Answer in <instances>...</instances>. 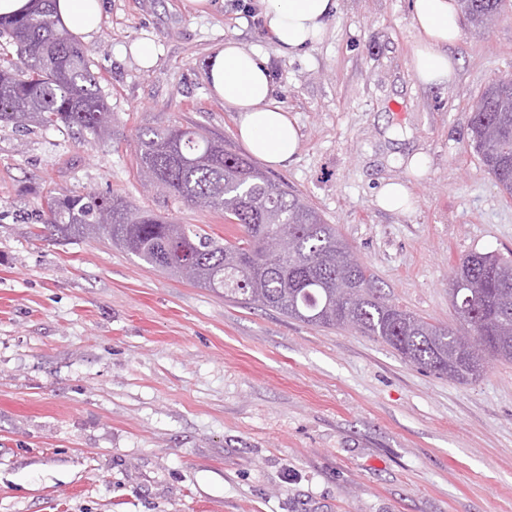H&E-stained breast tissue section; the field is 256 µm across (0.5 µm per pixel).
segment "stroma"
<instances>
[{
    "label": "stroma",
    "mask_w": 512,
    "mask_h": 512,
    "mask_svg": "<svg viewBox=\"0 0 512 512\" xmlns=\"http://www.w3.org/2000/svg\"><path fill=\"white\" fill-rule=\"evenodd\" d=\"M410 0H337L323 41L278 55L256 0L191 16L180 0H105L84 41L112 137L0 124V512H512V364L459 384L353 329L242 307L102 241L27 232L48 192L119 194L223 237L222 214L144 189L139 129L183 125L245 148L204 81L227 39L270 62L301 133L271 171L395 304L448 324L455 263L512 250V197L471 147L469 115L512 72V10L462 23L458 78L413 71ZM154 43L156 67L123 52ZM429 165L408 180L396 157ZM408 181L409 210L374 202Z\"/></svg>",
    "instance_id": "35a3bbf8"
}]
</instances>
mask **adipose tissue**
Instances as JSON below:
<instances>
[{"mask_svg": "<svg viewBox=\"0 0 512 512\" xmlns=\"http://www.w3.org/2000/svg\"><path fill=\"white\" fill-rule=\"evenodd\" d=\"M270 41L284 57L318 44L336 0H258ZM418 32L414 76L425 86L455 80L459 62L449 48L460 37L457 0H413ZM55 15L72 35L90 39L104 17L103 0H56ZM205 81L211 95L237 114L239 137L254 157L268 167L285 166L299 144L300 130L274 92L265 55L244 50L237 41L219 44L207 60Z\"/></svg>", "mask_w": 512, "mask_h": 512, "instance_id": "obj_1", "label": "adipose tissue"}]
</instances>
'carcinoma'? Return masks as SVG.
<instances>
[{"label": "carcinoma", "instance_id": "obj_1", "mask_svg": "<svg viewBox=\"0 0 512 512\" xmlns=\"http://www.w3.org/2000/svg\"><path fill=\"white\" fill-rule=\"evenodd\" d=\"M467 20L512 8V0H459ZM0 37L17 59L0 68V122L77 127L102 139L108 106L86 52L58 26L54 0H35L29 13L0 22ZM472 112V148L501 190L512 195V74L481 94ZM138 171L176 200L220 211L238 221L226 239L192 224H175L119 195L52 192L43 224L31 235L57 240L96 238L120 247L164 273L190 267L186 278L245 306H259L325 328H354L389 345L406 361L464 384L477 380L489 360L512 362V254L473 252L460 259L449 288L460 324L479 336L468 345L459 328L431 324L400 308L373 285L356 258L318 212L288 186L266 177L224 141L194 127L143 129L135 141ZM110 213L112 223H101ZM288 230L294 263L262 254L269 227Z\"/></svg>", "mask_w": 512, "mask_h": 512}]
</instances>
